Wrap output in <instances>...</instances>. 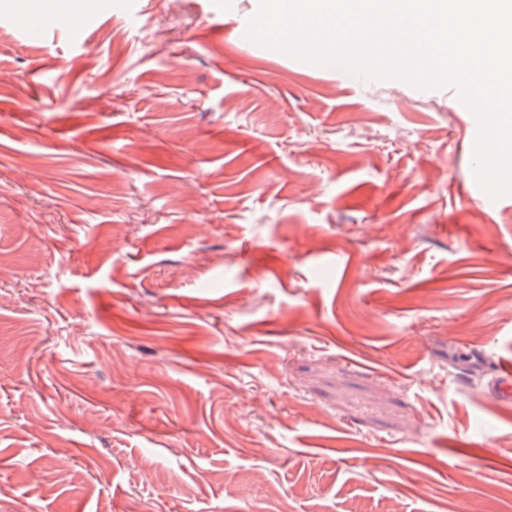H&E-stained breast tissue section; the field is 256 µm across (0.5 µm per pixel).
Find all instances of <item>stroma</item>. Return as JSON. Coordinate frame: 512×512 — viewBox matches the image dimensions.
Segmentation results:
<instances>
[{
    "label": "stroma",
    "instance_id": "obj_1",
    "mask_svg": "<svg viewBox=\"0 0 512 512\" xmlns=\"http://www.w3.org/2000/svg\"><path fill=\"white\" fill-rule=\"evenodd\" d=\"M38 2L0 0V512L512 500V194L454 88L251 42L258 0L32 40Z\"/></svg>",
    "mask_w": 512,
    "mask_h": 512
}]
</instances>
